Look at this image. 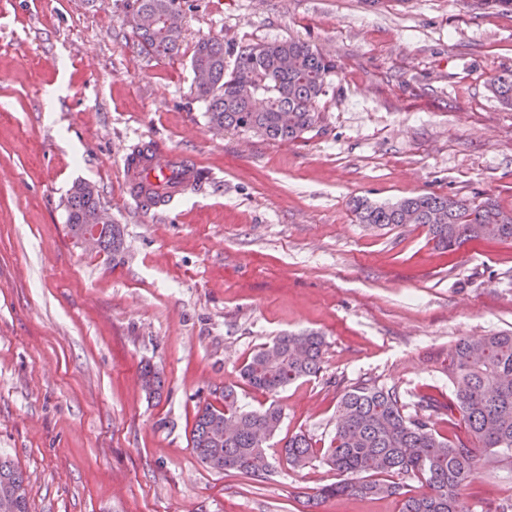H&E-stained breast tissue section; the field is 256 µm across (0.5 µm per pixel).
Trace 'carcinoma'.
Instances as JSON below:
<instances>
[{
  "label": "carcinoma",
  "mask_w": 512,
  "mask_h": 512,
  "mask_svg": "<svg viewBox=\"0 0 512 512\" xmlns=\"http://www.w3.org/2000/svg\"><path fill=\"white\" fill-rule=\"evenodd\" d=\"M178 9L180 0H133L137 45L159 55L176 51L181 28L167 26L166 19ZM191 67L208 75L207 82L195 86V95L205 103L213 127L279 141L296 140L318 123L317 104L335 69L331 60L298 39L240 50L229 72L224 42L207 39L198 44ZM491 89L501 105L512 108V75L498 77ZM100 208L94 186L85 181L72 185L66 200L72 239L95 223ZM353 212L358 223L372 229L422 224L436 245L448 251L473 240H512V212L490 198L478 204L434 194L384 205L358 200ZM122 250V231L114 224L100 251L117 255ZM323 347L317 331L283 332L244 362L241 377L252 388L275 394L297 380L317 376ZM448 380L453 385L448 412L461 417L467 429L464 439L443 437L431 429V418L442 409L437 401L420 397L408 405L398 389L365 379L341 396L340 420L327 447L316 450L309 438L295 434L282 452L294 466L319 456L336 471L338 480L318 492L322 499L398 495L401 512H469L461 491L476 478L481 456L512 454V331L458 339L448 354ZM141 385L148 396H158L161 376L146 366ZM213 395L214 400L196 412L190 436L193 453L217 473L267 475L265 443L279 430L282 409L272 403L247 410L233 386ZM396 476L423 479V490L404 492ZM6 485L16 493L14 512H29L24 473L0 457V490Z\"/></svg>",
  "instance_id": "carcinoma-1"
}]
</instances>
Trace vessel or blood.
Masks as SVG:
<instances>
[{
  "label": "vessel or blood",
  "mask_w": 512,
  "mask_h": 512,
  "mask_svg": "<svg viewBox=\"0 0 512 512\" xmlns=\"http://www.w3.org/2000/svg\"><path fill=\"white\" fill-rule=\"evenodd\" d=\"M126 196L149 209L169 208L198 183L196 160L152 141H140L122 158Z\"/></svg>",
  "instance_id": "1"
}]
</instances>
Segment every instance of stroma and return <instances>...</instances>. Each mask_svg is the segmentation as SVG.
<instances>
[{"label": "stroma", "mask_w": 512, "mask_h": 512, "mask_svg": "<svg viewBox=\"0 0 512 512\" xmlns=\"http://www.w3.org/2000/svg\"><path fill=\"white\" fill-rule=\"evenodd\" d=\"M179 47L141 51L133 0H0V454L31 512H400L398 498L308 499L336 482L288 463L336 428L363 379L447 401L462 337L512 330V241L448 252L427 227L370 229L352 212L434 193L512 210V9L478 0H180ZM288 38L336 63L320 120L293 141L218 130L191 58ZM206 174L159 217L124 196L139 140ZM94 185L124 250L71 239L72 184ZM325 337L322 371L276 394L240 376L284 331ZM163 380L147 398L140 370ZM232 385L284 419L271 470L216 473L188 441L199 405ZM472 512L512 503V458H481Z\"/></svg>", "instance_id": "35a3bbf8"}]
</instances>
